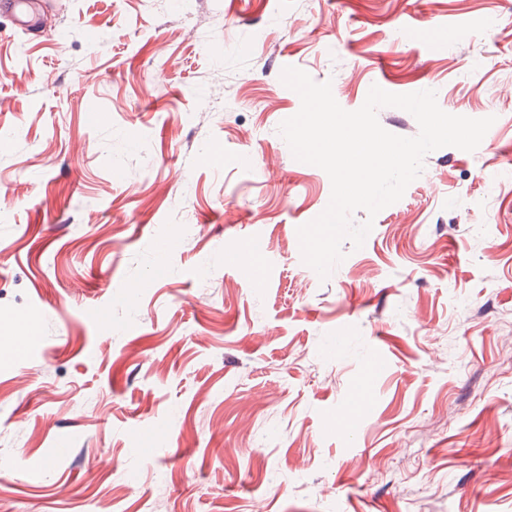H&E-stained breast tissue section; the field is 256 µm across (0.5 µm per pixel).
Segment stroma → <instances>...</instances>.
<instances>
[{"label": "stroma", "instance_id": "stroma-1", "mask_svg": "<svg viewBox=\"0 0 512 512\" xmlns=\"http://www.w3.org/2000/svg\"><path fill=\"white\" fill-rule=\"evenodd\" d=\"M287 66L495 118L324 280ZM0 137V342L38 332L0 359V512H512V0H58L0 16Z\"/></svg>", "mask_w": 512, "mask_h": 512}]
</instances>
